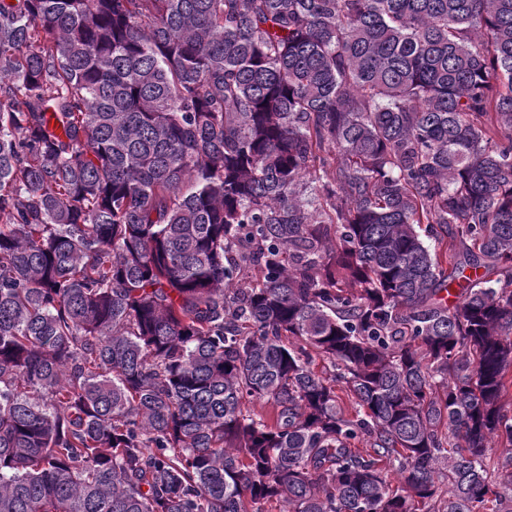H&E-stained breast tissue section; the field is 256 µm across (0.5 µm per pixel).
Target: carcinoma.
<instances>
[{
    "mask_svg": "<svg viewBox=\"0 0 512 512\" xmlns=\"http://www.w3.org/2000/svg\"><path fill=\"white\" fill-rule=\"evenodd\" d=\"M510 489L512 0H0V512Z\"/></svg>",
    "mask_w": 512,
    "mask_h": 512,
    "instance_id": "cac0c4a2",
    "label": "carcinoma"
}]
</instances>
